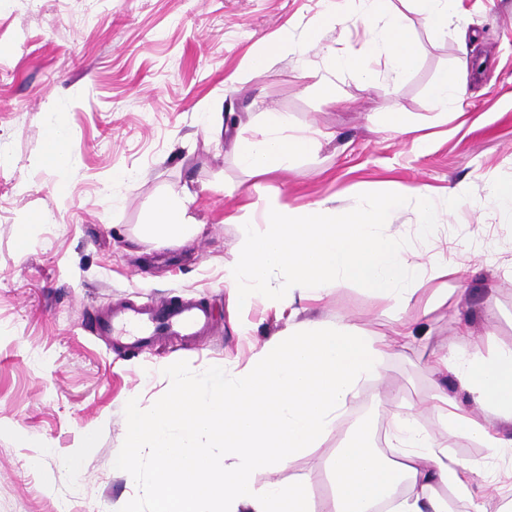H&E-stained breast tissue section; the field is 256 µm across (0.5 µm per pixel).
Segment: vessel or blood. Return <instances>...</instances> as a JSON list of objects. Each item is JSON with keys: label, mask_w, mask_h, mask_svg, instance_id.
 <instances>
[{"label": "vessel or blood", "mask_w": 512, "mask_h": 512, "mask_svg": "<svg viewBox=\"0 0 512 512\" xmlns=\"http://www.w3.org/2000/svg\"><path fill=\"white\" fill-rule=\"evenodd\" d=\"M211 322V312L200 302L173 301L159 307H117L103 312L95 322L98 335L111 336L131 349L148 346L159 336L201 335Z\"/></svg>", "instance_id": "obj_1"}]
</instances>
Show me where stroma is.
<instances>
[{
  "mask_svg": "<svg viewBox=\"0 0 512 512\" xmlns=\"http://www.w3.org/2000/svg\"><path fill=\"white\" fill-rule=\"evenodd\" d=\"M336 0H0V512H153L144 494L155 460L142 455L137 481L117 460L130 402L151 410L169 394V374L210 391L209 375L234 374L254 347L288 328L287 312L260 302L239 308L224 286L237 220L274 197L292 208L326 198L351 204L393 185L421 187L438 210L433 237L415 227L414 199L396 221L408 256L444 252L456 267L448 300L414 327L408 348L384 360L381 379L356 400L313 454L270 479L303 480L314 500L330 493L325 467L357 424L383 448L395 401L413 405L420 429L440 433L431 404V352L454 346L512 348V222L491 201L512 180V0H463L455 27H425L409 0L401 10L419 56L401 81L371 85L329 68L323 53L294 51ZM476 36L466 50L458 32ZM288 39L266 70L252 57ZM469 58L473 77L459 111L440 112L430 89ZM331 84L336 99L319 90ZM406 113L397 136L375 120ZM284 112L293 131L325 138L290 170L252 177L236 144L264 113ZM65 133L69 160L42 165L45 134ZM128 181L116 182L117 174ZM453 213H442L449 194ZM185 197L198 234L155 246L143 226L155 205ZM42 221L25 248L16 233ZM199 300L210 331L192 341L131 353L95 335L90 316L115 302ZM391 303L360 286L334 289L308 315L344 320L363 333L391 335ZM95 445L83 447L84 432ZM449 451L482 472L504 470L472 438ZM40 466H31L32 458Z\"/></svg>",
  "mask_w": 512,
  "mask_h": 512,
  "instance_id": "obj_1",
  "label": "stroma"
}]
</instances>
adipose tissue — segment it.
I'll list each match as a JSON object with an SVG mask.
<instances>
[{
  "label": "adipose tissue",
  "mask_w": 512,
  "mask_h": 512,
  "mask_svg": "<svg viewBox=\"0 0 512 512\" xmlns=\"http://www.w3.org/2000/svg\"><path fill=\"white\" fill-rule=\"evenodd\" d=\"M384 0H357L356 20L367 36L365 55L328 54L331 68L350 71L362 82L376 72L373 57L385 59V75L399 81L418 60V48L405 15ZM288 119L265 113L257 133L238 141L237 155L253 175L285 169L316 143L315 131L288 133ZM414 196L418 226L431 231L434 210L425 189L395 188L365 202L337 205L329 198L303 209L267 200L260 223H240L236 257L224 269V285L242 306L256 298L289 308L318 302L337 287L355 284L370 297L392 303L397 326L392 335L369 336L342 322L305 319L286 334L255 350L234 379L211 376V392L200 396L194 382L172 373L170 396L151 411L132 408L120 466L136 477L142 451L157 461L148 494L156 512H453L441 491L452 488L473 501L474 467L448 453V439L474 437L496 454L512 440V349L491 355L480 350L447 349L432 355V395L446 433L419 431L410 413L395 412L388 439L398 457L378 456L364 435L336 448L330 458L331 494L314 503L303 483L276 480L255 486L258 470L276 471L292 458L324 443L337 417L358 395L360 385L381 377L382 360L414 338L416 294L422 281L452 275L446 260H409L401 236L393 232L406 196ZM184 199L163 200L144 227L146 241L173 244L198 232ZM281 273L271 287L272 273ZM456 381L485 419L470 417L448 392ZM223 468H216V454Z\"/></svg>",
  "instance_id": "obj_1"
}]
</instances>
